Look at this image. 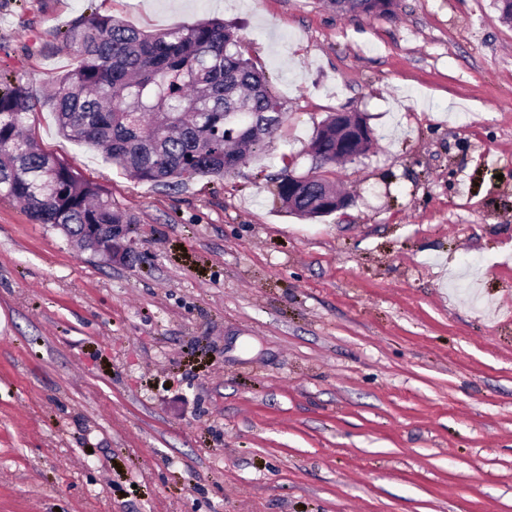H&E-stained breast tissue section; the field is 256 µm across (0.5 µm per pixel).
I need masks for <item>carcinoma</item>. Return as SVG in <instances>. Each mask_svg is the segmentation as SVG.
<instances>
[{
    "mask_svg": "<svg viewBox=\"0 0 512 512\" xmlns=\"http://www.w3.org/2000/svg\"><path fill=\"white\" fill-rule=\"evenodd\" d=\"M345 14L369 11L367 0H329ZM63 40L76 66L51 79L52 91L35 101L20 84L0 87V197L18 201L28 216L80 243L92 224H135L95 183L43 150L26 134L39 104L52 109L60 133L105 151L130 178L166 187L195 177L224 176L258 152L286 119L266 76L244 57L238 36L219 18L145 33L122 20L83 16ZM241 112L246 125L224 124ZM311 146L316 168L336 163V116H328ZM288 161L275 176L283 206L318 214L317 183L291 189Z\"/></svg>",
    "mask_w": 512,
    "mask_h": 512,
    "instance_id": "carcinoma-1",
    "label": "carcinoma"
}]
</instances>
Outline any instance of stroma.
Returning a JSON list of instances; mask_svg holds the SVG:
<instances>
[{
	"instance_id": "obj_1",
	"label": "stroma",
	"mask_w": 512,
	"mask_h": 512,
	"mask_svg": "<svg viewBox=\"0 0 512 512\" xmlns=\"http://www.w3.org/2000/svg\"><path fill=\"white\" fill-rule=\"evenodd\" d=\"M96 13L217 16L287 114L223 179L127 178L40 146L134 214L135 266L0 200V512H512V24L496 0H0L35 99ZM334 112L375 144L303 219L272 195Z\"/></svg>"
}]
</instances>
